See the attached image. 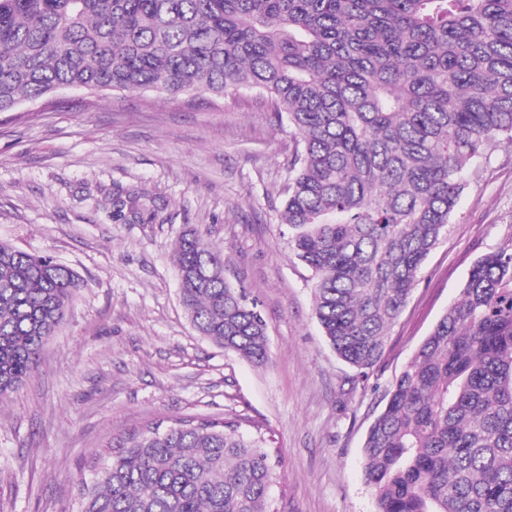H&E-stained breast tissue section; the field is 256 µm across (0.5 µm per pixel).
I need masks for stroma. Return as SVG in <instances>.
I'll return each instance as SVG.
<instances>
[{
  "label": "stroma",
  "instance_id": "1",
  "mask_svg": "<svg viewBox=\"0 0 512 512\" xmlns=\"http://www.w3.org/2000/svg\"><path fill=\"white\" fill-rule=\"evenodd\" d=\"M0 112V241L80 286L36 373L0 399V512H80L74 476L113 438L177 417H238L283 458L274 512H375L363 443L385 395L480 256L512 249V143L467 173L445 235L367 375L313 311L312 272L278 221L296 139L256 94L62 90ZM139 213L113 217L116 196ZM202 234L267 324L253 364L201 336L174 243Z\"/></svg>",
  "mask_w": 512,
  "mask_h": 512
}]
</instances>
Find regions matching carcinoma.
<instances>
[{"label": "carcinoma", "mask_w": 512, "mask_h": 512, "mask_svg": "<svg viewBox=\"0 0 512 512\" xmlns=\"http://www.w3.org/2000/svg\"><path fill=\"white\" fill-rule=\"evenodd\" d=\"M254 90L288 120L279 221L314 314L364 374L447 231L469 165L512 141V0H0V112L63 88ZM199 333L254 364L266 321L193 230L175 243ZM79 279L0 242V399L31 378ZM376 512H512V251L481 256L387 393ZM281 457L236 419L132 430L81 512H271Z\"/></svg>", "instance_id": "1"}]
</instances>
